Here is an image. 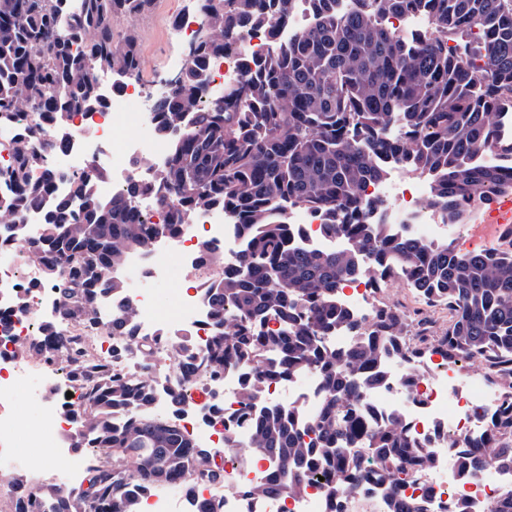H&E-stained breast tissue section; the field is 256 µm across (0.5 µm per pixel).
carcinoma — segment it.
<instances>
[{
    "instance_id": "cac0c4a2",
    "label": "carcinoma",
    "mask_w": 512,
    "mask_h": 512,
    "mask_svg": "<svg viewBox=\"0 0 512 512\" xmlns=\"http://www.w3.org/2000/svg\"><path fill=\"white\" fill-rule=\"evenodd\" d=\"M203 35L166 96L153 102L154 129L168 154L151 181H130L110 201L82 181L75 196L56 197L44 233L31 241L45 257L50 289L70 307L59 320L98 318L86 297L117 287L112 270L126 250L146 248L159 229L139 222L136 202L145 195L165 204L171 224H188L212 205L224 208L246 242L238 274L219 282L209 296L215 336L208 350L182 364L192 377L204 364L217 373L224 361L261 363L277 356V371L321 378L323 403L301 441L300 417L269 409L250 389L252 439L230 447L254 448L275 459L282 475L268 492L281 496L310 479L324 478L331 496L355 489L381 460L394 477L387 512H402L399 484L430 463V447L410 437L395 414L374 425L361 401L377 387V364L411 360L404 310L380 303L362 319L339 298L342 285L377 270L380 280L403 279L426 302L448 306V322L431 351L458 366L482 359L491 377L512 379V250L462 252L453 243L428 244L388 235L373 224L381 205L364 186L389 173L381 158L430 180V207L450 224H466L472 210L512 194V174L475 168L466 159L495 141L498 115L512 108V0H351L345 14L337 0H311L316 22L282 44L278 30L296 0H197ZM156 0H0V126L35 111L62 122L78 112L104 108L99 78L116 76L112 88L138 80L143 56L136 24ZM421 12L427 30L408 36L382 25L386 15ZM122 20V28L115 21ZM252 30L265 51L249 59L242 79L227 84L216 102L205 101L206 61L224 54ZM48 144L40 126L29 129L15 169L0 172L16 195L13 212L41 203L55 179L47 169L39 184L27 170L42 165ZM316 215L347 247L309 251L288 244V203ZM237 317L232 334L221 330L224 314ZM278 328L267 327L269 320ZM344 330L352 343L329 350L325 337ZM112 336H132L128 318L111 319ZM93 405L85 431V474L77 487L43 489L15 502V512H34L40 498L60 501L59 512H115L129 507L128 486L158 483L182 488L192 464L215 449L199 448L166 423L130 420L112 427V408L137 409L149 394L124 385L96 366L89 392ZM366 453H344L357 441ZM112 453L115 468L100 464ZM512 472V414L492 413L488 438L461 435L448 445V465L462 466L472 480L487 465Z\"/></svg>"
}]
</instances>
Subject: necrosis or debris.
<instances>
[{
  "mask_svg": "<svg viewBox=\"0 0 512 512\" xmlns=\"http://www.w3.org/2000/svg\"><path fill=\"white\" fill-rule=\"evenodd\" d=\"M262 47L261 34L254 33L211 59L205 72L210 96L221 97L226 83L242 77L247 54ZM101 86L109 93L103 111L77 115L62 128L40 122L30 113L19 124L0 129V169L12 168L29 126L38 123L46 140L63 133L72 142L69 150H54L48 157L63 176L59 190H68L67 175L96 169L107 172L94 182L96 194L106 201L127 181H147L166 155L164 141L153 131L151 110L134 86L118 93L112 92L110 81H102ZM367 192L384 201L386 221L398 234L437 244L458 233L428 207L423 186L407 173L370 185ZM50 204V199H43L40 207L20 216L0 210V508L14 494L53 485L55 474H63L72 486L84 476L83 456L73 448L85 408L83 386L71 377L65 360L49 362L46 352L34 344L36 337L45 335L44 325L50 321L56 336L77 338L93 361L111 362L113 374L130 385L151 389L152 402L140 409V417L165 421L200 447L214 449V456L207 463H195L194 471L208 464L224 470V480L218 484L192 479L185 496L165 484L145 494L133 492L131 512H192L202 499L218 504L220 512H358L363 503L368 504V512H381L380 490L389 475L377 465L366 488L334 498L313 480L287 497L267 496L263 487L278 463L260 453L224 445L229 434L241 440L251 436L246 392L250 382L259 379L257 366L228 364L215 377L183 376L185 351H205L214 334L209 288L238 270L242 241L223 210L201 211L194 223L160 233L147 249L124 256L117 272L120 286L112 302H99L97 310L105 319L113 305H121L136 328L135 338L126 339L108 335L102 328L89 334L75 323L59 320L61 306L50 293L42 257L27 243L31 234L42 233ZM288 239L314 249L341 245L340 239L324 232L312 213L293 206L288 209ZM136 278L142 280V287H133ZM156 282L170 288L176 306L173 317H164L157 308L150 289ZM341 296L363 317L370 316L379 302L405 306L408 323L418 332L413 343L421 350L440 332L448 314L447 307L434 308L378 288L371 278L347 283ZM384 369L383 384L366 398L367 412L380 421L401 414L412 436L436 446L435 463L416 472L406 497L425 498L427 512H449L461 500L468 502L470 512H491L494 503L512 489V473L489 466L479 481L470 482L444 461L449 437H481L490 411L505 401L501 388L488 383L483 363L476 359L460 369L433 354L421 361L419 371L410 378L404 362H387ZM262 382L267 406L297 410L306 421L316 414L321 396L316 370ZM176 393L181 396L177 406L171 403ZM33 402L42 412L39 427L27 417Z\"/></svg>",
  "mask_w": 512,
  "mask_h": 512,
  "instance_id": "4bbe7bcc",
  "label": "necrosis or debris"
}]
</instances>
